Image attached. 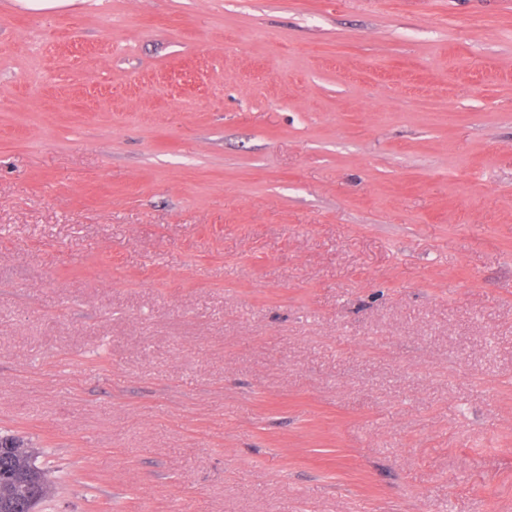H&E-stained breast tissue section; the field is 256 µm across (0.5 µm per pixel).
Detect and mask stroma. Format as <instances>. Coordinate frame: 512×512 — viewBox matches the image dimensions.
Returning a JSON list of instances; mask_svg holds the SVG:
<instances>
[{
    "instance_id": "obj_1",
    "label": "stroma",
    "mask_w": 512,
    "mask_h": 512,
    "mask_svg": "<svg viewBox=\"0 0 512 512\" xmlns=\"http://www.w3.org/2000/svg\"><path fill=\"white\" fill-rule=\"evenodd\" d=\"M0 435L43 512H512V0H0Z\"/></svg>"
}]
</instances>
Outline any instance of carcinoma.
Segmentation results:
<instances>
[{
    "label": "carcinoma",
    "instance_id": "1",
    "mask_svg": "<svg viewBox=\"0 0 512 512\" xmlns=\"http://www.w3.org/2000/svg\"><path fill=\"white\" fill-rule=\"evenodd\" d=\"M52 489L34 451L15 437H0V512H24L22 505L32 497L38 506Z\"/></svg>",
    "mask_w": 512,
    "mask_h": 512
}]
</instances>
